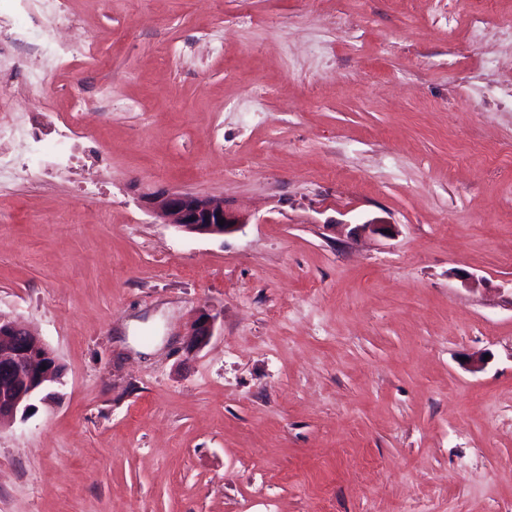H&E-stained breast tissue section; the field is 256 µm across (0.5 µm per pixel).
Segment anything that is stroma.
Masks as SVG:
<instances>
[{"label":"stroma","instance_id":"stroma-1","mask_svg":"<svg viewBox=\"0 0 512 512\" xmlns=\"http://www.w3.org/2000/svg\"><path fill=\"white\" fill-rule=\"evenodd\" d=\"M470 3L68 0L100 62L22 89L42 163L0 170V313L62 368L0 428V512H512V0ZM86 107L87 104L83 99L79 97L72 99V112H70L66 119L61 121V126L58 130L57 147L60 152H67L68 148H72V136L75 135V128L79 117L84 113ZM150 207L162 224L201 235H226L239 230L246 221L224 207L223 199L190 192H162L150 199ZM224 219L225 224L219 225ZM215 317L207 310H201L193 321L190 338L186 344L187 353H195L202 349L213 335Z\"/></svg>","mask_w":512,"mask_h":512}]
</instances>
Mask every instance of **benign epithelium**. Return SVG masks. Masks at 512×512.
<instances>
[{
    "label": "benign epithelium",
    "instance_id": "7a95c632",
    "mask_svg": "<svg viewBox=\"0 0 512 512\" xmlns=\"http://www.w3.org/2000/svg\"><path fill=\"white\" fill-rule=\"evenodd\" d=\"M151 210L163 224L201 235H226L246 221L224 207V200L190 192H162L150 199ZM225 224H219V220ZM215 317L206 310L193 321L186 344L189 354L202 349L213 335ZM58 360L40 337L24 324L0 314V427L26 419L29 401L61 378Z\"/></svg>",
    "mask_w": 512,
    "mask_h": 512
}]
</instances>
